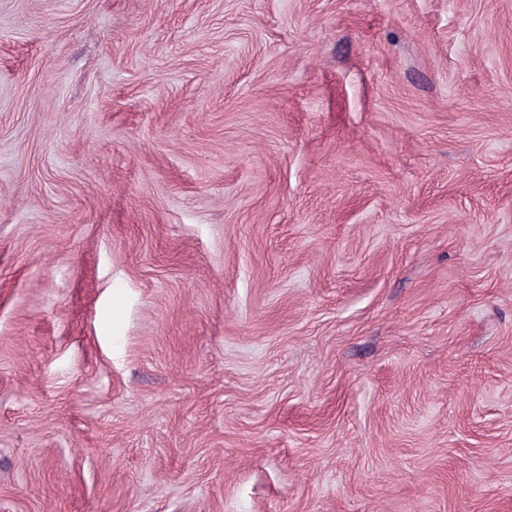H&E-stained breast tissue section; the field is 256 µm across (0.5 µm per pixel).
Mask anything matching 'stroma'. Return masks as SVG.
<instances>
[{"label": "stroma", "mask_w": 512, "mask_h": 512, "mask_svg": "<svg viewBox=\"0 0 512 512\" xmlns=\"http://www.w3.org/2000/svg\"><path fill=\"white\" fill-rule=\"evenodd\" d=\"M0 512H512V0H0Z\"/></svg>", "instance_id": "obj_1"}]
</instances>
